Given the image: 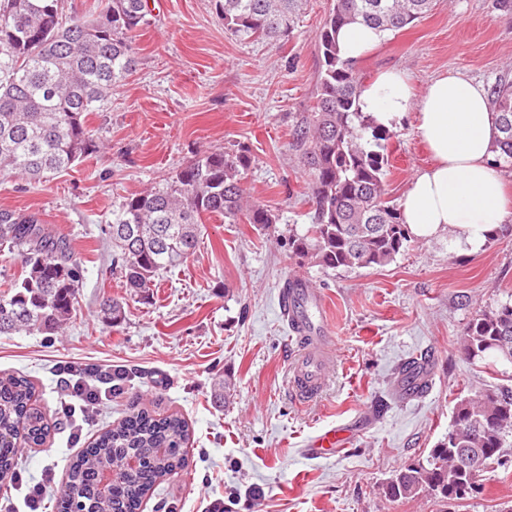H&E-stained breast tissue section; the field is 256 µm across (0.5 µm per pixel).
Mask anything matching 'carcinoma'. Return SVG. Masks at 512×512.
<instances>
[{
  "label": "carcinoma",
  "mask_w": 512,
  "mask_h": 512,
  "mask_svg": "<svg viewBox=\"0 0 512 512\" xmlns=\"http://www.w3.org/2000/svg\"><path fill=\"white\" fill-rule=\"evenodd\" d=\"M90 16L73 14L63 25L61 0H0V172L39 182L71 170L96 151L86 115L112 96L136 64L132 41L148 23L147 0H105ZM304 0H215L224 29L241 40L287 41ZM434 0H332L319 33L321 66L314 105L294 132L314 208L313 222L288 239L292 256L324 269L389 264L408 243L401 210L387 197L386 175L393 132L376 126L359 107L363 84L336 45L350 23L402 30L428 14ZM499 114L498 157L512 163V82L492 89ZM252 158L244 145L199 151L158 187L132 193L112 212L109 232L124 288L150 296L162 270L185 263L199 242L206 216L226 224L266 228L278 217L248 200L244 174ZM0 251L16 254L24 274L0 294V335L19 331L53 334L73 311L83 268L70 242L32 213L0 209ZM102 321L117 326L124 302L106 300ZM465 355L512 364V305L483 310L461 339ZM34 384L22 375L0 376V482L13 478L17 440L40 446L47 437L42 414L32 407ZM512 436V387L497 385L457 397L448 436L427 457L398 471L383 488L391 499L431 492L441 506L468 498L459 493L469 475L456 459L467 449L482 468L502 465ZM189 425L179 413L157 416L132 407L101 432L69 465L96 512H135L141 499L186 465ZM134 456L140 466L112 484V495L94 491L107 468Z\"/></svg>",
  "instance_id": "carcinoma-1"
}]
</instances>
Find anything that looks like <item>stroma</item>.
<instances>
[{
    "mask_svg": "<svg viewBox=\"0 0 512 512\" xmlns=\"http://www.w3.org/2000/svg\"><path fill=\"white\" fill-rule=\"evenodd\" d=\"M331 0H306L288 41H241L227 32L214 0H150L148 25L133 47L137 64L111 100L86 117L96 153L73 171L31 184L0 175V209L38 213L64 234L83 266L75 309L56 334L0 335V373L37 387L50 432L41 447L21 445L16 480L0 484V512H29L30 484L53 469L39 512H55L76 454L59 414L68 390L58 363H98L131 373L123 395L102 401L81 425L94 438L131 405L181 413L190 425L188 465L165 477L143 512H436L429 499L391 501L383 484L448 433L457 397L512 385V364L466 359L460 341L478 311L512 304V221L484 246H453L447 233L412 238L391 263L352 271L298 261L288 236L311 223L307 178L293 133L313 106L318 34ZM407 71L414 92L459 73L493 87L512 80V8L502 0H438L411 27L391 32L357 66L362 82L387 68ZM387 192L401 201L431 156L414 115L394 130ZM244 144L251 201L278 216L258 229L219 218L202 226L186 263L160 276L150 302L127 298L112 264L108 226L129 194L162 184L196 152ZM304 277L326 296L336 367L324 394L306 406L286 387L293 342L278 307L286 277ZM126 298V319L103 323L102 303ZM433 360L426 395L404 402L394 387L401 365ZM231 378L228 404L214 380ZM353 419L341 454L313 459L309 437ZM512 503V469L492 468L481 489L450 512H500Z\"/></svg>",
    "mask_w": 512,
    "mask_h": 512,
    "instance_id": "35a3bbf8",
    "label": "stroma"
}]
</instances>
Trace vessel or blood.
<instances>
[{
	"mask_svg": "<svg viewBox=\"0 0 512 512\" xmlns=\"http://www.w3.org/2000/svg\"><path fill=\"white\" fill-rule=\"evenodd\" d=\"M278 306L298 347L289 360V391L296 400L311 402L328 387L336 358L333 330L325 315V298L319 289L305 280L289 278L278 293ZM350 432L344 426L318 431L305 451L314 458L334 456L347 444Z\"/></svg>",
	"mask_w": 512,
	"mask_h": 512,
	"instance_id": "b4317fda",
	"label": "vessel or blood"
}]
</instances>
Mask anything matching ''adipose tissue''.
I'll return each instance as SVG.
<instances>
[{
    "label": "adipose tissue",
    "mask_w": 512,
    "mask_h": 512,
    "mask_svg": "<svg viewBox=\"0 0 512 512\" xmlns=\"http://www.w3.org/2000/svg\"><path fill=\"white\" fill-rule=\"evenodd\" d=\"M386 36L361 23L344 26L337 36L340 55L359 62ZM360 109L385 128L407 114L416 117L433 162L413 177L402 199L403 222L413 236L430 238L447 229L454 243L473 248L512 216L503 173L493 159L496 114L482 82L447 73L417 97L404 71L387 69L366 84Z\"/></svg>",
    "instance_id": "1"
}]
</instances>
